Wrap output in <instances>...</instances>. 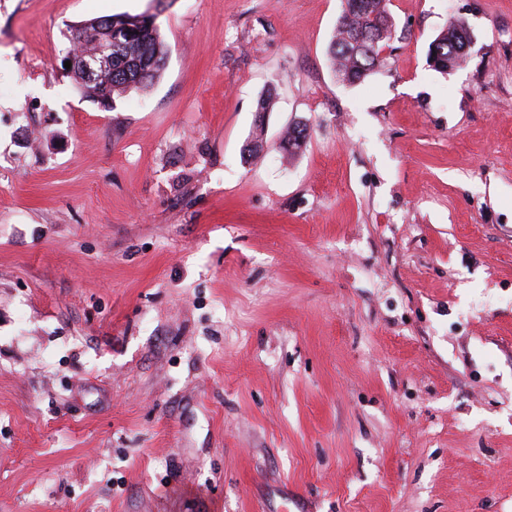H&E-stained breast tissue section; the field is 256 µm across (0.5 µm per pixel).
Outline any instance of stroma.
<instances>
[{"label":"stroma","instance_id":"35a3bbf8","mask_svg":"<svg viewBox=\"0 0 512 512\" xmlns=\"http://www.w3.org/2000/svg\"><path fill=\"white\" fill-rule=\"evenodd\" d=\"M342 7L0 0V512H512V0H390L354 85ZM148 11L82 96L68 27ZM156 19L157 16L146 13L105 16L70 28L72 44L82 45L86 51L100 46L97 65L112 60L105 69L88 72L78 63L72 67V56L64 59L63 63L71 62L69 71L84 96L101 103L113 102L127 92L148 88L161 77L168 55ZM110 38L111 44L102 45L109 43ZM469 30L461 22H454L448 26V29L442 31L429 47V58L435 60L433 65L440 72H445L454 67L465 54H460L464 47L463 38L467 36ZM473 43V37L469 32V41L463 51H468Z\"/></svg>","mask_w":512,"mask_h":512}]
</instances>
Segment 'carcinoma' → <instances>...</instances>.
<instances>
[{"instance_id":"cac0c4a2","label":"carcinoma","mask_w":512,"mask_h":512,"mask_svg":"<svg viewBox=\"0 0 512 512\" xmlns=\"http://www.w3.org/2000/svg\"><path fill=\"white\" fill-rule=\"evenodd\" d=\"M388 4L389 0H343L328 56L331 69L344 81H360L380 65V53L394 32ZM467 34L463 23L454 22L435 38L429 47L435 69L445 72L463 58V38ZM70 42L87 51L112 43L110 66L91 72L79 64L71 69L81 93L103 103L153 85L166 66L167 50L154 15L93 19L71 27ZM307 138L306 126L295 123L284 135L283 150L296 152Z\"/></svg>"}]
</instances>
